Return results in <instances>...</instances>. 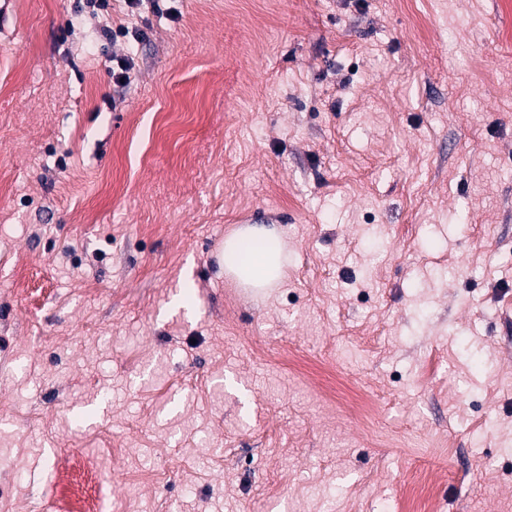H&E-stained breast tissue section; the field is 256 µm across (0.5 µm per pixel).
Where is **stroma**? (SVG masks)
Listing matches in <instances>:
<instances>
[{
  "instance_id": "1",
  "label": "stroma",
  "mask_w": 512,
  "mask_h": 512,
  "mask_svg": "<svg viewBox=\"0 0 512 512\" xmlns=\"http://www.w3.org/2000/svg\"><path fill=\"white\" fill-rule=\"evenodd\" d=\"M77 5L0 0V512H512L503 0ZM252 240L261 246L246 259L238 261L237 248L241 241ZM271 245L266 249L265 245ZM288 242L273 230L245 227L232 231L224 241V272L240 286L252 284L260 288H276L284 278L288 265Z\"/></svg>"
}]
</instances>
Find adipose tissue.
I'll return each mask as SVG.
<instances>
[{
    "mask_svg": "<svg viewBox=\"0 0 512 512\" xmlns=\"http://www.w3.org/2000/svg\"><path fill=\"white\" fill-rule=\"evenodd\" d=\"M258 244V251L246 259H237L241 241ZM288 260V243L272 230L245 227L232 231L224 241V271L238 284H252L262 288L277 287L284 278Z\"/></svg>",
    "mask_w": 512,
    "mask_h": 512,
    "instance_id": "obj_1",
    "label": "adipose tissue"
}]
</instances>
